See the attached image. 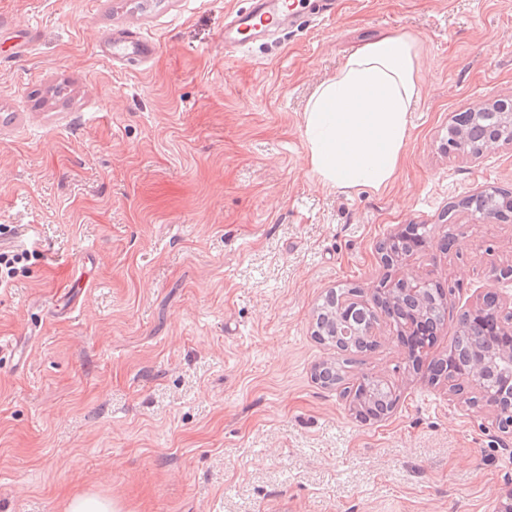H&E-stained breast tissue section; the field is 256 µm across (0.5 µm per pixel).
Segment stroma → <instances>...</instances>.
<instances>
[{
    "label": "stroma",
    "instance_id": "1",
    "mask_svg": "<svg viewBox=\"0 0 512 512\" xmlns=\"http://www.w3.org/2000/svg\"><path fill=\"white\" fill-rule=\"evenodd\" d=\"M249 0H0V512H495L512 438L467 379L432 382L461 314L512 301V143L448 148L454 117L512 97V0H336V13L224 55ZM34 38L20 49L18 27ZM130 27L145 63L101 57ZM409 39L422 91L394 181L336 190L310 171L303 114L350 53ZM424 224L402 274L455 283L413 370L392 325L326 388L312 335L328 289L371 301L378 246ZM454 235L449 251L437 248ZM392 413L350 411L362 377ZM28 259V253L11 250H0V286L7 284L15 277L19 265ZM68 512H115L112 500L91 495H78L71 499Z\"/></svg>",
    "mask_w": 512,
    "mask_h": 512
}]
</instances>
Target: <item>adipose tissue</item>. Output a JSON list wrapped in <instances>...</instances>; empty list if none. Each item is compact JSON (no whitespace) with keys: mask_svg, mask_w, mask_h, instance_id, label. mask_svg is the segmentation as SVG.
<instances>
[{"mask_svg":"<svg viewBox=\"0 0 512 512\" xmlns=\"http://www.w3.org/2000/svg\"><path fill=\"white\" fill-rule=\"evenodd\" d=\"M411 41L386 36L346 57L304 114L311 173L337 189L387 186L408 134L421 81Z\"/></svg>","mask_w":512,"mask_h":512,"instance_id":"ef3b65f1","label":"adipose tissue"}]
</instances>
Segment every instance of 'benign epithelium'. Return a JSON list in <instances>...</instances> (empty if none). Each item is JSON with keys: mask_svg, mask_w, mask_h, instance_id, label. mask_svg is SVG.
Instances as JSON below:
<instances>
[{"mask_svg": "<svg viewBox=\"0 0 512 512\" xmlns=\"http://www.w3.org/2000/svg\"><path fill=\"white\" fill-rule=\"evenodd\" d=\"M469 116V122L463 126L455 122L448 126V146L456 151L476 161L498 144L512 142V98L493 99L486 106L469 112ZM418 229L419 225L409 224L401 230L408 237L417 235V239L406 251L394 257L390 266L401 268L415 251L429 248V237L417 234ZM432 288L442 293L443 303H448L451 289L440 282L404 276L399 272L385 274L375 289L374 304L377 306L384 301L391 306L404 303L415 306L412 316L396 323L397 336L405 345L410 337L421 333V316L427 307V293ZM325 302L331 305L332 313L327 321L323 313H317L314 336L323 335L325 330L334 335L340 327L345 336L359 333L373 337L372 322L361 332L346 328L348 316L359 308L361 300L348 295L338 298L336 290L331 289L325 294ZM461 328L474 335L486 333L488 343L474 346L464 366L457 364L453 353H448L449 371L478 386L499 419L512 416V305L508 307L497 301L491 307L481 304L467 310L461 315Z\"/></svg>", "mask_w": 512, "mask_h": 512, "instance_id": "benign-epithelium-1", "label": "benign epithelium"}]
</instances>
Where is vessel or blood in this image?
I'll return each mask as SVG.
<instances>
[{"mask_svg": "<svg viewBox=\"0 0 512 512\" xmlns=\"http://www.w3.org/2000/svg\"><path fill=\"white\" fill-rule=\"evenodd\" d=\"M300 20L298 0H251L248 8L230 16L224 26V52L228 56L247 49L269 31L289 26ZM108 59L140 62L154 52L153 43L140 32L122 29L102 38Z\"/></svg>", "mask_w": 512, "mask_h": 512, "instance_id": "obj_1", "label": "vessel or blood"}]
</instances>
